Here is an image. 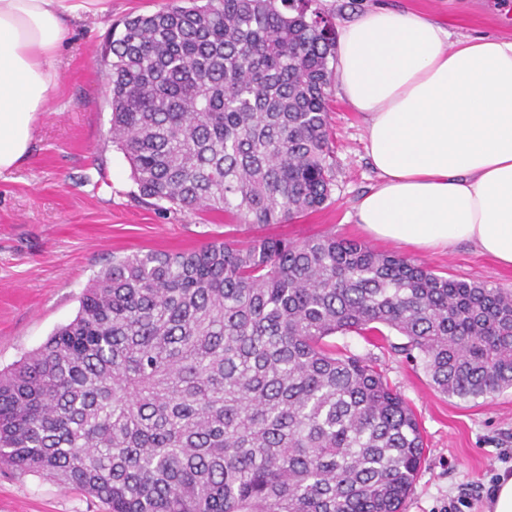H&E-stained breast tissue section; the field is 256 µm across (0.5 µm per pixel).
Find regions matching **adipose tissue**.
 Listing matches in <instances>:
<instances>
[{
	"label": "adipose tissue",
	"mask_w": 512,
	"mask_h": 512,
	"mask_svg": "<svg viewBox=\"0 0 512 512\" xmlns=\"http://www.w3.org/2000/svg\"><path fill=\"white\" fill-rule=\"evenodd\" d=\"M96 0H0V173L17 169L58 85L69 19ZM336 84L363 113L373 237L421 251L473 243L512 267V39L452 36L374 7L337 30Z\"/></svg>",
	"instance_id": "1"
}]
</instances>
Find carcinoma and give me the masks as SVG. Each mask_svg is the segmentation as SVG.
Returning a JSON list of instances; mask_svg holds the SVG:
<instances>
[{
    "mask_svg": "<svg viewBox=\"0 0 512 512\" xmlns=\"http://www.w3.org/2000/svg\"><path fill=\"white\" fill-rule=\"evenodd\" d=\"M332 22L318 0H206L137 15L103 59L111 139L142 200L285 224L330 198ZM448 397L512 389V290L320 235L137 252L75 318L0 370V468L107 512H402L417 415L356 334Z\"/></svg>",
    "mask_w": 512,
    "mask_h": 512,
    "instance_id": "obj_1",
    "label": "carcinoma"
}]
</instances>
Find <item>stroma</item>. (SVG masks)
I'll list each match as a JSON object with an SVG mask.
<instances>
[{"instance_id": "1", "label": "stroma", "mask_w": 512, "mask_h": 512, "mask_svg": "<svg viewBox=\"0 0 512 512\" xmlns=\"http://www.w3.org/2000/svg\"><path fill=\"white\" fill-rule=\"evenodd\" d=\"M427 15L457 34L512 37V0H320L333 25L373 2ZM171 0H105L101 12L69 24L48 110L27 160L0 176V369L39 348L76 316L89 281L113 258L149 250L198 249L232 233L301 240L333 234L391 251L458 279L512 288V268L472 244L423 253L369 237L355 205L377 175L365 150V121L336 86L328 88L329 131L336 180L328 205L288 224L230 226L220 211H170L140 202L130 165L110 138L109 79L100 46L112 24L148 15ZM389 342L336 336L337 346L369 357L415 410L426 453L403 512H446L465 496L461 512H487V490L501 469L512 470V390L463 401L435 390L423 369L391 353ZM0 512H106L99 501L36 474L0 469Z\"/></svg>"}]
</instances>
